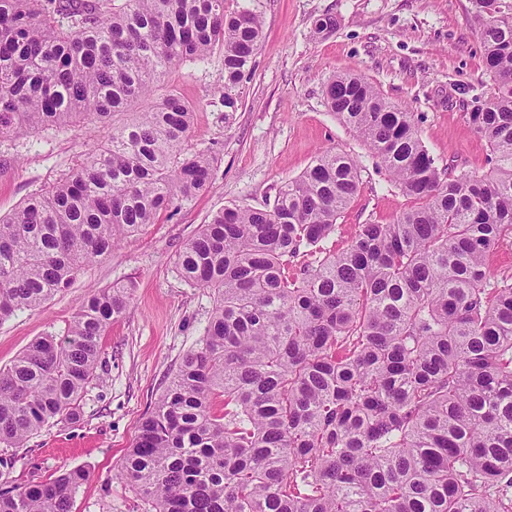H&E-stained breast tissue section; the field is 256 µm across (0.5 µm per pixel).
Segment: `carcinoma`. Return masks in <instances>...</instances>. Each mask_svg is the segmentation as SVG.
<instances>
[{
  "label": "carcinoma",
  "instance_id": "cac0c4a2",
  "mask_svg": "<svg viewBox=\"0 0 512 512\" xmlns=\"http://www.w3.org/2000/svg\"><path fill=\"white\" fill-rule=\"evenodd\" d=\"M225 0H0V139L88 123L104 133L58 181L0 217V321L35 309L88 263L204 191L195 106L162 78L213 54L224 122L264 37ZM490 93L468 120L493 166L453 174L414 113L352 72L326 105L410 205L324 243L363 166L321 152L273 203L226 206L177 255L214 307L141 421L121 479L147 512H512V0H472ZM131 288H99L64 339L0 368V446L79 415L99 340ZM223 398L224 408L213 400ZM81 468L0 488V512H72Z\"/></svg>",
  "mask_w": 512,
  "mask_h": 512
}]
</instances>
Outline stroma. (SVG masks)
<instances>
[{"label":"stroma","instance_id":"35a3bbf8","mask_svg":"<svg viewBox=\"0 0 512 512\" xmlns=\"http://www.w3.org/2000/svg\"><path fill=\"white\" fill-rule=\"evenodd\" d=\"M254 3L265 36L232 119L217 104L224 84L219 57L164 79L196 107L187 149L217 157L208 188L176 201L158 223L86 266L43 307L0 322L4 368L35 338L63 335L92 290L132 287L128 308L100 339V362L79 418L55 422L13 449L14 464L0 474V484L79 467L90 479L75 494L74 512H144L137 493L116 474L142 419L209 324L212 291L185 283L175 260L213 213L273 201L277 187L324 150L356 156L364 165L360 190L329 247L343 246L357 225L386 221L407 207L367 147L328 111L324 86L334 74H361L419 116L421 136L440 164L456 173L489 171L490 148L467 119L474 97L490 90L470 0ZM327 15L335 18V30L314 36V21ZM96 144L82 126L0 140V214L68 173Z\"/></svg>","mask_w":512,"mask_h":512}]
</instances>
